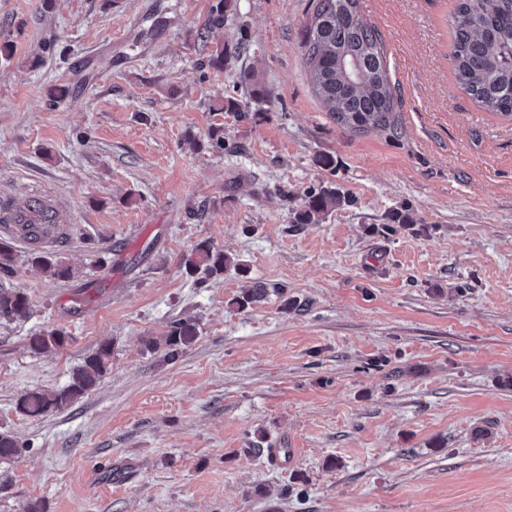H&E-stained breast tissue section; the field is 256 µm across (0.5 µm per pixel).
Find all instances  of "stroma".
<instances>
[{"instance_id": "1", "label": "stroma", "mask_w": 512, "mask_h": 512, "mask_svg": "<svg viewBox=\"0 0 512 512\" xmlns=\"http://www.w3.org/2000/svg\"><path fill=\"white\" fill-rule=\"evenodd\" d=\"M215 2L0 0V204H50L61 229L37 248L79 271L5 278L31 310L0 322V432L20 445L0 512H512V119L454 80V0L359 2L398 138L315 96L310 0H235L199 40ZM251 68L271 98L242 122L218 106L246 100ZM327 186L347 205L296 223ZM203 240L234 258L222 277L186 273ZM251 280L267 299L236 309ZM178 319L197 341L148 351ZM53 330L65 345L33 354ZM104 344L95 388L18 409ZM66 338L59 331L44 332L29 339V348L36 354H46L58 350L64 345Z\"/></svg>"}]
</instances>
